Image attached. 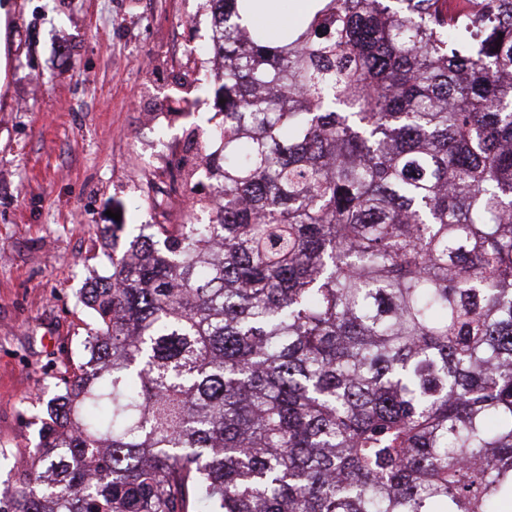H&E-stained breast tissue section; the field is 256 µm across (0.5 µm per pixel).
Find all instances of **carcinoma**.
Wrapping results in <instances>:
<instances>
[{"mask_svg":"<svg viewBox=\"0 0 512 512\" xmlns=\"http://www.w3.org/2000/svg\"><path fill=\"white\" fill-rule=\"evenodd\" d=\"M206 224H145L0 512H512V0H209ZM253 5L256 21L263 23L266 27L275 30L288 23V4L284 0H256Z\"/></svg>","mask_w":512,"mask_h":512,"instance_id":"carcinoma-1","label":"carcinoma"}]
</instances>
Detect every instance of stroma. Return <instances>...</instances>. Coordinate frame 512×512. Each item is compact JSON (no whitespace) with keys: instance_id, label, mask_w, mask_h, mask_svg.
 I'll return each mask as SVG.
<instances>
[{"instance_id":"stroma-1","label":"stroma","mask_w":512,"mask_h":512,"mask_svg":"<svg viewBox=\"0 0 512 512\" xmlns=\"http://www.w3.org/2000/svg\"><path fill=\"white\" fill-rule=\"evenodd\" d=\"M0 53V448L34 443L54 377L83 357L112 213L121 240L188 218L211 181L155 207L181 158L214 148L206 0H12Z\"/></svg>"}]
</instances>
